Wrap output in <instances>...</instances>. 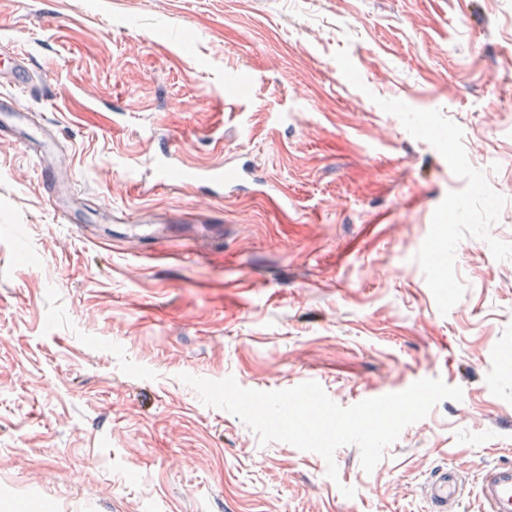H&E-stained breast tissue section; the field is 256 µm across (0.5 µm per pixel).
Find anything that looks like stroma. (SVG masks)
Masks as SVG:
<instances>
[{
    "instance_id": "stroma-1",
    "label": "stroma",
    "mask_w": 512,
    "mask_h": 512,
    "mask_svg": "<svg viewBox=\"0 0 512 512\" xmlns=\"http://www.w3.org/2000/svg\"><path fill=\"white\" fill-rule=\"evenodd\" d=\"M13 92L59 177L46 199L23 144H0V512H429L439 467L465 479L460 512H482L480 472L512 465V259L465 238L467 290L439 313L413 257L465 182L377 101L462 128L512 243V0H0ZM162 145L251 176L156 186ZM118 214L175 229L143 242ZM183 373L314 381L343 407L423 378L463 398L372 472L339 447L333 480Z\"/></svg>"
}]
</instances>
